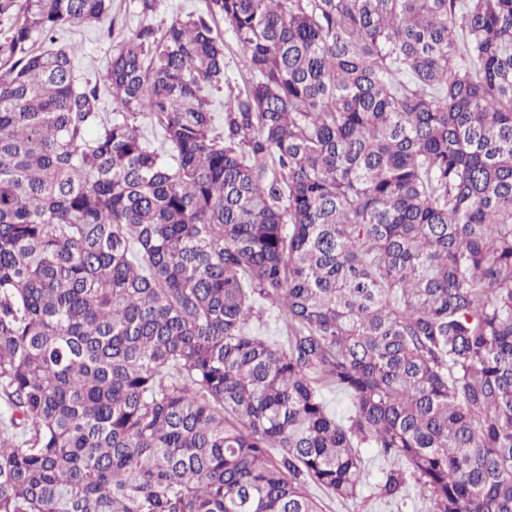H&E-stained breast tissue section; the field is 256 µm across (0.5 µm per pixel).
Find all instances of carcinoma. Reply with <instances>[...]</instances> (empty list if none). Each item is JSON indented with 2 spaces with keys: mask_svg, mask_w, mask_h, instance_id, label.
<instances>
[{
  "mask_svg": "<svg viewBox=\"0 0 512 512\" xmlns=\"http://www.w3.org/2000/svg\"><path fill=\"white\" fill-rule=\"evenodd\" d=\"M206 6L0 0V512H512V0ZM141 22L136 0H113L111 35H108L107 23L104 27L81 28L64 33L60 36V42L75 47L77 74L94 81L106 65L111 42L114 45L131 36ZM156 12L148 18L153 25L164 26L176 17L191 11L205 10L206 0H158ZM218 27L224 32V40L229 45V51H226L227 75L230 79L232 86L241 84L242 79L246 77V56L244 52L236 45L231 31L228 26L224 24V20H217ZM262 321L253 322L250 326L253 334L266 336L273 340L283 341L286 336L285 328L278 318V310L274 307L265 305ZM310 492L321 501L323 512H358L356 510H363L360 512H427L425 505L418 500H408L407 504L399 505L379 502L375 498L369 497L373 493V489L370 487H365L363 490L362 497L365 502L362 503L361 508H356L352 501H338L316 486H311ZM400 508L402 511H398Z\"/></svg>",
  "mask_w": 512,
  "mask_h": 512,
  "instance_id": "cac0c4a2",
  "label": "carcinoma"
}]
</instances>
